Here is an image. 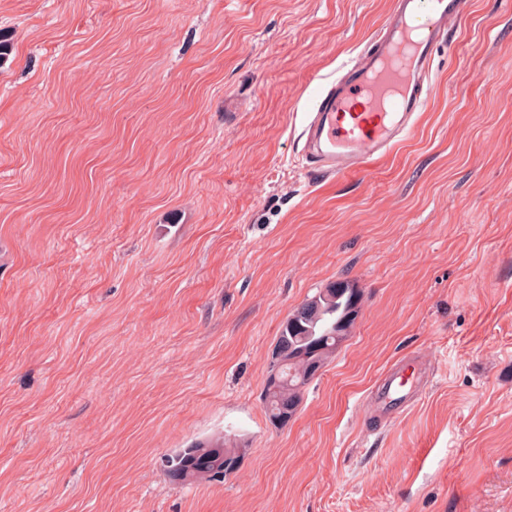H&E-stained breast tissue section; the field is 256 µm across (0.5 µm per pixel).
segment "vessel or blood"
I'll use <instances>...</instances> for the list:
<instances>
[{
    "label": "vessel or blood",
    "mask_w": 512,
    "mask_h": 512,
    "mask_svg": "<svg viewBox=\"0 0 512 512\" xmlns=\"http://www.w3.org/2000/svg\"><path fill=\"white\" fill-rule=\"evenodd\" d=\"M469 0H393L365 47L342 61L312 100L306 158L317 172L358 174L390 155L415 127L433 89L436 50Z\"/></svg>",
    "instance_id": "b4317fda"
}]
</instances>
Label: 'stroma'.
I'll use <instances>...</instances> for the list:
<instances>
[{
  "instance_id": "1",
  "label": "stroma",
  "mask_w": 512,
  "mask_h": 512,
  "mask_svg": "<svg viewBox=\"0 0 512 512\" xmlns=\"http://www.w3.org/2000/svg\"><path fill=\"white\" fill-rule=\"evenodd\" d=\"M391 6L0 0V512H512V0H473L386 159L304 158ZM343 280L359 315L275 426L281 326ZM224 434V482L170 481Z\"/></svg>"
}]
</instances>
